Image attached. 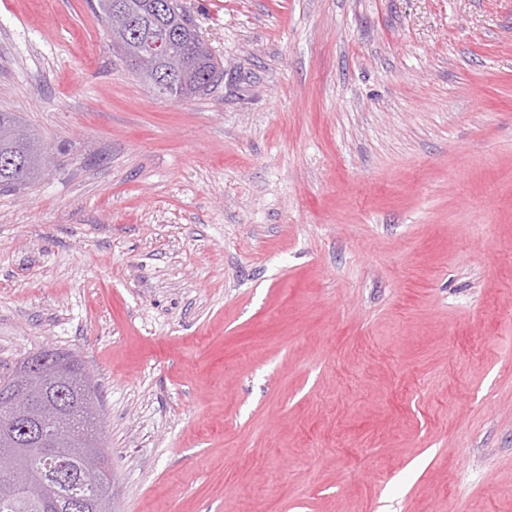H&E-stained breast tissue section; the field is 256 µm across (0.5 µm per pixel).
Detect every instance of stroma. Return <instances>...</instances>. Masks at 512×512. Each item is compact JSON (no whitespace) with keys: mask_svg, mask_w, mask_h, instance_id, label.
Here are the masks:
<instances>
[{"mask_svg":"<svg viewBox=\"0 0 512 512\" xmlns=\"http://www.w3.org/2000/svg\"><path fill=\"white\" fill-rule=\"evenodd\" d=\"M182 3L176 102L0 0V370L85 365L114 512H512V0ZM42 143L39 134L22 124L14 112H0L1 189H15L39 177Z\"/></svg>","mask_w":512,"mask_h":512,"instance_id":"1","label":"stroma"}]
</instances>
